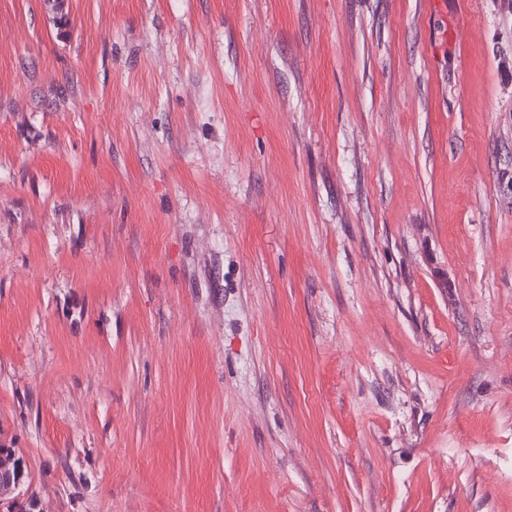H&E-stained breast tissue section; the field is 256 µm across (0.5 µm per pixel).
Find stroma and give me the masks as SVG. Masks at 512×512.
Instances as JSON below:
<instances>
[{
  "label": "stroma",
  "instance_id": "1",
  "mask_svg": "<svg viewBox=\"0 0 512 512\" xmlns=\"http://www.w3.org/2000/svg\"><path fill=\"white\" fill-rule=\"evenodd\" d=\"M0 0L21 512H512V0Z\"/></svg>",
  "mask_w": 512,
  "mask_h": 512
}]
</instances>
